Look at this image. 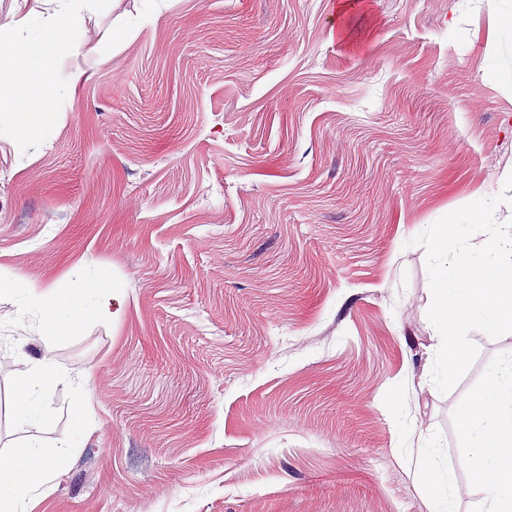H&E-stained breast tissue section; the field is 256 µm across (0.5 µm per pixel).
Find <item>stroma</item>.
Masks as SVG:
<instances>
[{
  "mask_svg": "<svg viewBox=\"0 0 512 512\" xmlns=\"http://www.w3.org/2000/svg\"><path fill=\"white\" fill-rule=\"evenodd\" d=\"M512 0H109L44 118L0 97V270L113 317L60 337L49 425L12 400L51 322L0 296V455L27 512H480L463 423L512 332L441 393L412 239L512 164ZM135 34L124 38L123 27ZM8 456L0 458V511L18 512L32 497V480L27 467L36 463L45 481L57 475V457L42 450L38 440H28Z\"/></svg>",
  "mask_w": 512,
  "mask_h": 512,
  "instance_id": "35a3bbf8",
  "label": "stroma"
}]
</instances>
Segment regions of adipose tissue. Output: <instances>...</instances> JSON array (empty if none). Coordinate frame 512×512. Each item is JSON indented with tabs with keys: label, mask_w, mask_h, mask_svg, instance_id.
<instances>
[{
	"label": "adipose tissue",
	"mask_w": 512,
	"mask_h": 512,
	"mask_svg": "<svg viewBox=\"0 0 512 512\" xmlns=\"http://www.w3.org/2000/svg\"><path fill=\"white\" fill-rule=\"evenodd\" d=\"M105 0H22L0 34L15 38L10 54L11 69L0 73V90L15 101H23L32 90H39L46 104H53L58 93L73 94L76 86L60 84L53 59L81 55L87 44L84 24L96 14ZM39 82H32V73ZM18 291L25 302L52 312L51 332L42 336V350L30 361V377L13 400L19 421L44 425L50 415L43 383L55 371L53 359L55 331L72 328L86 316L102 321L112 318L111 299L97 277H90L79 294L63 292L0 272V293ZM471 413L464 428L468 441L466 466L483 476V512H512V357L490 370L483 385L471 396ZM37 464L44 480H53L58 463L55 455L44 452L37 440L19 445L0 458V512H19L32 497V481L27 467Z\"/></svg>",
	"instance_id": "obj_1"
}]
</instances>
